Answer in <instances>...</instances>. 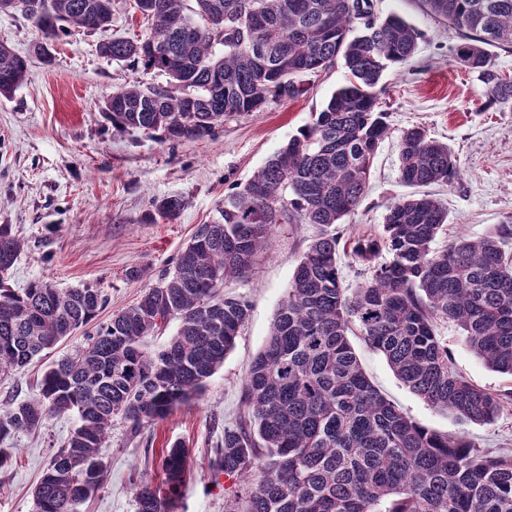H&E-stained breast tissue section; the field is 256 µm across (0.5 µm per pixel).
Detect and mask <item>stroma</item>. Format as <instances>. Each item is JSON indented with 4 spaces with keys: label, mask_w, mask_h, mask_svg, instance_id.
<instances>
[{
    "label": "stroma",
    "mask_w": 512,
    "mask_h": 512,
    "mask_svg": "<svg viewBox=\"0 0 512 512\" xmlns=\"http://www.w3.org/2000/svg\"><path fill=\"white\" fill-rule=\"evenodd\" d=\"M374 5L378 16L401 15L421 38L415 56L383 76L380 107L389 114L390 131L374 160L365 198L345 219L346 234L381 235L388 206L410 194L400 180L398 143L403 130L420 126L448 144L458 166L452 186L429 188L448 209L434 249L482 237L493 225L512 220V112L485 107L477 76L452 58L458 42L454 29L427 14L418 0H374ZM147 28L134 0H114L107 30L60 34L46 64L33 54L37 32L31 21L18 12L0 13V43L30 59L25 82L10 97H0V224L13 225L25 241L11 285L19 289L45 280L62 290L101 288L108 298L98 317L102 323L133 305L170 267L197 225L216 215L232 188L310 124L348 81L340 64L306 76L297 99L227 118L203 140L174 145L153 132H120L101 111L113 89L136 81L162 84L166 78L103 58L97 46L112 37L143 36ZM167 196L184 200L179 216L149 222L153 200ZM316 233L312 224L274 226L249 276L224 288L225 294L245 297L250 311L223 366L200 396L141 434H133L125 419L113 420L104 486L79 512H136L133 478L144 475L163 484L162 450L175 442L189 450L177 512H226L228 500L245 497V481L217 474L213 462L225 426L235 424L242 410L250 364ZM134 269L140 278L131 277ZM436 332L466 379L492 392L512 389L511 378L489 369L468 349L455 324L438 321ZM350 341L371 382L410 419L440 433L467 435L483 449L512 452V404L490 425L456 421L405 387L385 357L360 336ZM82 343V333H75L43 359L0 379V408L35 396L46 365ZM75 425L74 416L55 418L13 440L12 460L0 469V512H33V491Z\"/></svg>",
    "instance_id": "1"
}]
</instances>
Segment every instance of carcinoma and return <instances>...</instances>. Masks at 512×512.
<instances>
[{"instance_id": "carcinoma-1", "label": "carcinoma", "mask_w": 512, "mask_h": 512, "mask_svg": "<svg viewBox=\"0 0 512 512\" xmlns=\"http://www.w3.org/2000/svg\"><path fill=\"white\" fill-rule=\"evenodd\" d=\"M151 23L131 41L113 37L99 53L130 61L166 84L137 81L112 90L104 112L119 131L157 132L165 142L201 140L224 120L304 91L302 77L340 62L350 74L314 121L301 128L244 184L224 198L208 224L196 227L177 255L132 306L97 324L107 297L96 286L59 290L37 280L10 287L24 242L0 224V375L18 371L78 329L86 340L52 363L33 399L0 410V444L74 414L77 425L34 491V512H77L103 486L104 448L112 418L133 433L201 393L224 364L249 315L242 297L222 285L245 278L276 224H315L320 232L300 258L243 392L244 411L224 428L214 468L253 477L246 500L228 512H512V455H492L465 435L414 422L372 385L349 342L358 329L395 376L436 412L489 424L504 397L471 383L453 367L435 331L456 323L469 349L491 370L512 378V224L442 251L432 243L448 210L428 194L392 203L383 235L349 240L371 269L343 286L336 225L355 213L385 140L379 109L384 72L409 62L420 33L403 17H380L373 0H134ZM430 15L460 34L455 62L477 74L485 106L512 111V77L492 49L512 52V0H421ZM18 9L40 44L71 29L104 30L113 0H0ZM26 58L0 43V96L24 81ZM401 181L413 187L452 184L448 148L422 127L403 132ZM153 214L174 220L178 196L153 201ZM390 259L377 262L382 252ZM178 320L159 350L146 338ZM165 488L142 477L137 512H177L187 450L163 449Z\"/></svg>"}]
</instances>
